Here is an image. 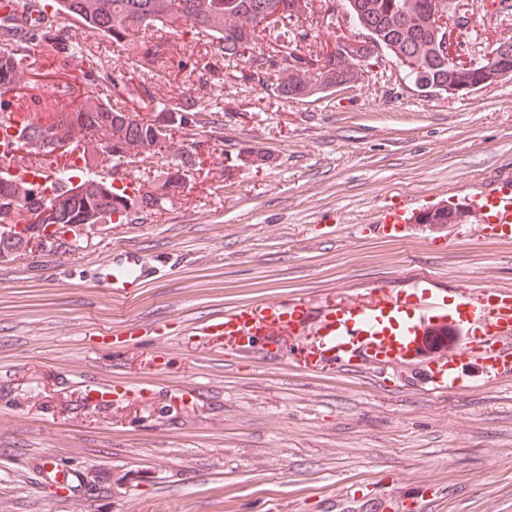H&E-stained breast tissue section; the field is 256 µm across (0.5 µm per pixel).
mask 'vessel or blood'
Listing matches in <instances>:
<instances>
[{
    "mask_svg": "<svg viewBox=\"0 0 512 512\" xmlns=\"http://www.w3.org/2000/svg\"><path fill=\"white\" fill-rule=\"evenodd\" d=\"M51 23L47 13L32 23L12 2L0 8V41L26 42L38 27ZM484 207L498 238L511 241L512 195L494 188L485 195ZM416 220V214L394 210L376 230L405 234ZM151 274L141 251L118 249L99 266L98 282L110 292L131 293L143 288ZM285 330L313 332V366L345 368L361 362L385 370L416 367L438 392L464 388L461 372L467 367L487 378L512 370V290L469 289L452 300L428 276L416 277L396 291L381 290L370 306L330 307L316 317L297 301L261 302L200 323L195 332L225 337L244 356L258 349L269 352Z\"/></svg>",
    "mask_w": 512,
    "mask_h": 512,
    "instance_id": "b4317fda",
    "label": "vessel or blood"
}]
</instances>
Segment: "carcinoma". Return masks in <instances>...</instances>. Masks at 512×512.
<instances>
[{
	"label": "carcinoma",
	"mask_w": 512,
	"mask_h": 512,
	"mask_svg": "<svg viewBox=\"0 0 512 512\" xmlns=\"http://www.w3.org/2000/svg\"><path fill=\"white\" fill-rule=\"evenodd\" d=\"M314 0H54L51 6L97 31L112 43L143 48L140 68L159 72L169 67L168 42L159 32L165 27L186 23L195 31V40L212 49L210 60L225 63V69L210 67L226 79L275 86L286 99L302 98L314 92L334 88L352 81L357 67L370 61L375 51L392 53L404 68V77L414 82L419 78L429 83L432 93H450L464 88H483L500 78L512 76V46L473 54L476 65L456 72L448 79V57L443 49L444 33L431 17L448 9L460 8V0H343L350 22L367 30L368 39L345 45L344 61L324 64L316 70H304L305 79L288 77L272 84L276 69L271 62L293 39L305 38L307 15L315 14ZM267 15L274 20L264 27L257 19ZM42 43L56 50L60 57L56 68L44 71L26 61V54L14 46L0 49V99L10 97L17 109L16 121L26 127L27 152L49 165L66 155L60 151L77 133L86 131L81 169L59 170L57 179L64 189L53 195L47 207L46 220L53 224H103L118 216L123 223L137 213L151 211L157 199L173 202L184 196L186 181L192 178L195 159L187 144L198 141L207 126L216 123L213 115L223 112L217 101L197 103L187 98V106L176 109L164 98L152 96L143 103L146 116L132 118L128 109L115 107L105 95L83 91L66 82L75 60H80L82 76L97 70L96 57L61 27L39 31ZM186 68L183 89L189 91L197 83H208L206 73L194 62ZM39 88L48 94L40 111L50 121L41 125L30 119L32 104L24 89ZM195 115L193 125L185 128L174 120L179 112ZM182 130V139L173 140L171 129ZM101 141L112 143V155L134 160L153 159L168 152L166 171L136 177L134 196L112 187V180L96 177L93 168L104 163L98 151ZM39 210L42 199L26 193L21 185L0 179V208ZM457 213L451 208L425 212L422 224H452ZM29 239L0 229V253L27 249Z\"/></svg>",
	"instance_id": "cac0c4a2"
}]
</instances>
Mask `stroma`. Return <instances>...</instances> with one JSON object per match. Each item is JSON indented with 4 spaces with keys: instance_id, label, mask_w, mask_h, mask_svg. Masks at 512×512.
Instances as JSON below:
<instances>
[{
    "instance_id": "35a3bbf8",
    "label": "stroma",
    "mask_w": 512,
    "mask_h": 512,
    "mask_svg": "<svg viewBox=\"0 0 512 512\" xmlns=\"http://www.w3.org/2000/svg\"><path fill=\"white\" fill-rule=\"evenodd\" d=\"M348 24L328 11L290 50L316 53ZM71 30L101 49L89 90L120 76L175 107L210 97L182 94L178 68L144 77L131 47ZM465 40L512 45V7L481 0ZM207 139L209 169L167 209L0 255V512H366L370 498L384 512H512V374L437 393L307 366L310 336L240 357L191 331L263 299L368 302L419 273L452 297L512 289V242L480 212L512 177V80L428 94L389 56L299 100L229 81ZM246 148L269 163L241 166ZM449 202L473 212L462 234L372 231L390 207ZM116 247L158 264L136 294L94 279ZM92 385L115 402L85 400Z\"/></svg>"
}]
</instances>
